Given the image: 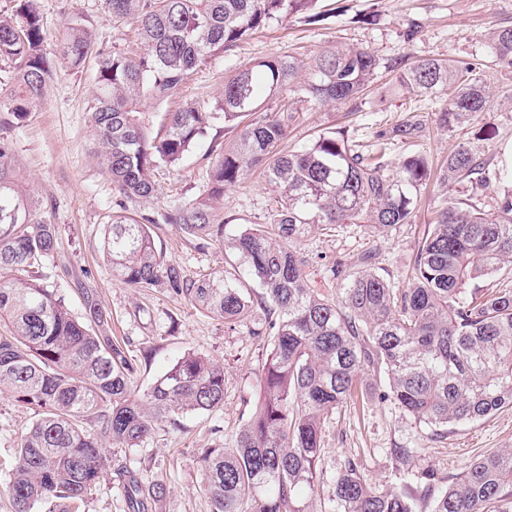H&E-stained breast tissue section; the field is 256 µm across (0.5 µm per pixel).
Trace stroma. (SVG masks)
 <instances>
[{
  "mask_svg": "<svg viewBox=\"0 0 512 512\" xmlns=\"http://www.w3.org/2000/svg\"><path fill=\"white\" fill-rule=\"evenodd\" d=\"M47 39L44 50L52 62L45 97L20 124H8L0 112V133L13 144L18 178L30 192L36 218L57 225L58 245L47 262V287L64 294L76 316H83L87 301L99 303L110 315L112 334L133 353L154 347L151 361L138 374L140 390H147L184 352L196 351L224 366V406L212 412L190 415L179 430H159L140 447L112 449L107 468L87 495L80 512H129L120 474L132 470L144 478L161 477L167 484L163 499L152 502L148 512H210L201 491L202 472L197 455L203 448H219L234 439L257 391L258 378L270 347L267 338L252 335L248 326L225 328L183 300L155 290L126 288L112 272L102 253L106 224L115 211L117 194L93 154L89 107L95 93L93 66L72 69L57 54L69 26L91 30L94 47L103 54H133L139 49L132 25L105 12L104 0H38ZM326 19L307 24L294 15L270 22L232 50L212 57L194 75L183 92L170 96L149 110L154 121L178 111L185 102L216 108L224 80L248 62L292 56L311 63L333 43L360 46L388 60L401 55L412 59L482 62L488 56L486 33L512 25V0H322ZM377 13L376 24H363L368 13ZM416 23L415 41L402 33ZM387 73L377 79L378 92L357 103L304 105L289 126L288 146L311 140L318 133L344 128L349 137L370 145L376 127L401 118L415 109L448 102L455 88L445 85L433 97L404 95L389 88ZM490 108L477 123L493 128V138L478 140L473 128L454 131L429 128L413 144H399L393 158L420 152L440 165L458 143L468 142L496 167L512 168V75L491 74ZM210 139H202L177 168H160L154 180L158 191L145 211L166 209L198 197L207 187L211 159ZM280 199L267 185L262 169H253L245 181L224 192L225 238H233L255 224H265ZM438 203L436 191L423 194L414 219L387 233L376 234L363 224L318 225L297 244L309 261L313 287L338 288L330 269L351 271L368 251L377 255V271L396 287H406L418 245L429 228L431 210ZM154 238L167 262L197 279L224 268V251L218 246L200 248L177 225L157 224ZM363 398L348 401L327 418L322 428V466L332 475L346 458L356 459L362 474L386 487L415 488L421 472H433L447 484L464 468L493 451L512 448V407L474 423L455 426L447 437L436 439L421 431L411 417L392 402L380 399L372 389L374 372H367ZM32 409L10 395H0V480L12 464L20 436L33 421ZM416 448L409 467L390 456L393 448Z\"/></svg>",
  "mask_w": 512,
  "mask_h": 512,
  "instance_id": "35a3bbf8",
  "label": "stroma"
}]
</instances>
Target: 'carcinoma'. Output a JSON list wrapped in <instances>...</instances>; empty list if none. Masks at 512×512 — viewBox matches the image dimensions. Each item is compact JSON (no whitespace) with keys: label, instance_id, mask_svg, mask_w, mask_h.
I'll return each instance as SVG.
<instances>
[{"label":"carcinoma","instance_id":"cac0c4a2","mask_svg":"<svg viewBox=\"0 0 512 512\" xmlns=\"http://www.w3.org/2000/svg\"><path fill=\"white\" fill-rule=\"evenodd\" d=\"M319 0H105L112 18L137 26L140 52L103 56L91 33L76 26L59 47L71 67L94 63L91 112L94 152L120 197L103 238L115 276L134 290L154 289L224 320L252 322L269 336L270 355L259 393L233 442L208 448L198 463L210 512H313L327 417L364 383L365 371L384 375L382 397L409 414L430 436L473 423L512 406V290L486 281L512 270V172H504L459 144L437 173L411 154L389 160L391 146L439 128L472 125L490 104L481 64L439 59L385 63L362 47H328L306 69L293 58L270 57L239 68L224 82L217 109L187 105L159 125L147 104L175 93L210 57L282 15L323 20ZM37 0H16L0 17V62L14 72L0 86V112L23 122L42 101L50 62ZM490 63L512 72V26L488 34ZM409 94L431 96L452 83L447 103L410 112L378 128L364 150L342 129L324 131L288 150L292 111L257 118L258 92L285 94L293 103L346 104L370 87L380 69ZM238 132L217 153L206 191L167 211L189 240L224 246V272L189 279L164 261L152 233L156 219L136 206L156 192L155 171L178 166L212 124ZM263 168L280 208L224 241V188ZM435 183L441 198L418 247L407 287L373 271L374 254L343 274L336 293L311 286L308 261L295 243L318 225L366 224L384 232L410 224L418 197ZM470 185L461 195L457 187ZM494 192V202L484 192ZM16 186L11 147L0 139V393L37 412L21 435L4 490L14 512H78L96 486L109 448H138L158 429H179L189 413L224 407V366L187 352L139 393L138 359L112 339L107 313L87 302L78 320L65 298L43 283L56 225L32 217ZM246 271L262 292L243 284ZM431 512H491L512 497V448L469 464L446 487L424 474ZM131 512L166 494L165 481L126 472ZM329 512H416V498L367 480L355 460L332 477Z\"/></svg>","mask_w":512,"mask_h":512}]
</instances>
